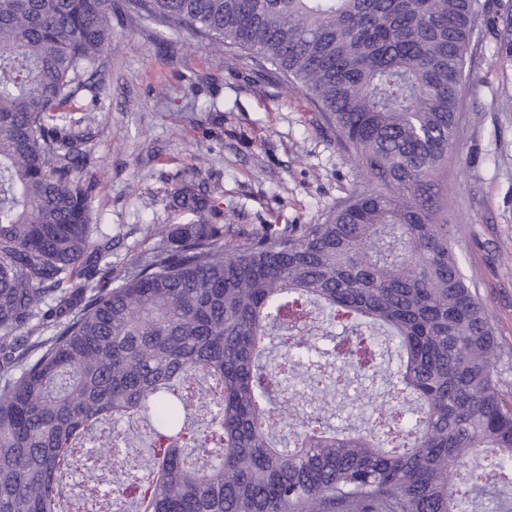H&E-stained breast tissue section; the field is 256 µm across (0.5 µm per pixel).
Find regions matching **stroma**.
<instances>
[{
	"label": "stroma",
	"mask_w": 512,
	"mask_h": 512,
	"mask_svg": "<svg viewBox=\"0 0 512 512\" xmlns=\"http://www.w3.org/2000/svg\"><path fill=\"white\" fill-rule=\"evenodd\" d=\"M502 31L485 26L471 51L475 66L447 178L428 195H448V224L465 275L474 282L509 357L512 395V58ZM107 87L81 91L90 115L87 143L94 202L103 232L118 246L112 266H130L156 228L191 217L173 206L180 171L201 167L223 198L216 224L246 233L263 224H314L360 186L362 176L321 125L301 92L278 75L255 76L205 41L154 24H114L103 56ZM389 399L377 382L369 404L351 412L337 396L323 415L338 429L371 425Z\"/></svg>",
	"instance_id": "35a3bbf8"
}]
</instances>
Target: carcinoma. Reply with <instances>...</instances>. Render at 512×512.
I'll return each instance as SVG.
<instances>
[{
  "label": "carcinoma",
  "mask_w": 512,
  "mask_h": 512,
  "mask_svg": "<svg viewBox=\"0 0 512 512\" xmlns=\"http://www.w3.org/2000/svg\"><path fill=\"white\" fill-rule=\"evenodd\" d=\"M268 63L336 135L364 182L315 224L227 235L201 168L169 224L103 283L112 236L92 224L90 117L115 9ZM479 0H0V512H64L75 472L107 474L137 512H471L487 468L512 485V401L490 314L448 230V154L473 70ZM382 369L384 430L294 417L284 381L324 349ZM50 338L28 344L34 319ZM198 401L204 430L188 422ZM146 423L141 463L102 420Z\"/></svg>",
  "instance_id": "1"
}]
</instances>
